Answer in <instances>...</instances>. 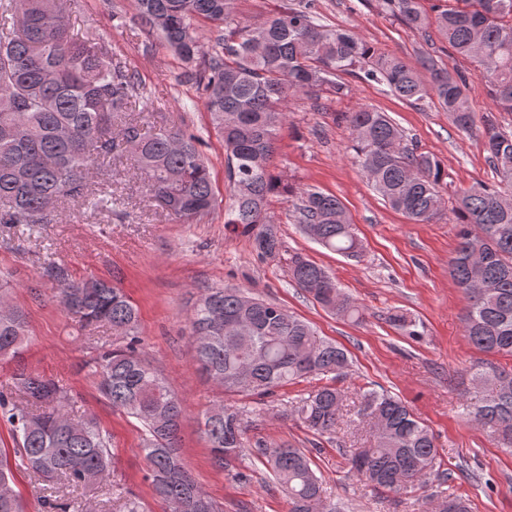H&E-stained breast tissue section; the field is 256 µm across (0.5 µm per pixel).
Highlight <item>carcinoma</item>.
Wrapping results in <instances>:
<instances>
[{
    "label": "carcinoma",
    "instance_id": "carcinoma-1",
    "mask_svg": "<svg viewBox=\"0 0 512 512\" xmlns=\"http://www.w3.org/2000/svg\"><path fill=\"white\" fill-rule=\"evenodd\" d=\"M407 27H435L452 50L475 59L493 105L512 112V0H455L433 17L419 0H385ZM143 29L160 35L194 69L186 78L205 93V107L224 138L232 203L224 224L253 237L264 258L277 253L298 288L328 312L358 322L363 309L334 277L299 252H288L271 197L297 200L295 220L323 248L348 259L363 257V243L341 201L314 188L296 187L273 172L277 132L288 98L301 92L344 93L340 73L367 64L364 78L386 85L404 100L434 97L460 130L475 126L465 76L429 54L412 63L376 54L351 30L320 22L317 0H295L256 27L243 25L235 0H135ZM208 20L224 33L210 49L195 21ZM428 72L425 83L422 72ZM139 81L112 63L111 49L96 32L73 33L68 0H0V225L55 223L58 204L87 211L112 204V195L92 185L95 164L112 165L131 155L153 198L170 206L174 219L207 214L214 205L209 166L199 137L172 126L147 127L131 115ZM354 162L372 188L394 210L416 224L444 211V170L419 151L384 113L362 106L346 115ZM487 161L500 182L512 186V132L495 115L482 117ZM502 187L475 183L457 200L463 224L450 263L457 286L468 296L464 332L478 349L512 357V206ZM57 283L55 298L82 327L108 324L126 340L94 358L92 372L112 407L135 418L144 431V480L167 512H224L186 469L180 428L186 408L166 379L138 350V313L124 293L104 279L74 280L66 268L47 263ZM0 287V360L19 357L27 336L21 308L5 301ZM199 369L226 394L259 397L310 376H343L344 349L318 336L311 324L243 288H207L197 299L187 328ZM485 397L467 414L487 429L496 445L512 450V373L491 366L476 373ZM73 402L63 383L27 372L17 364L0 391V422L16 445V456L0 449V512H24L14 489V468L43 481H59L94 492L110 470L112 437L92 419L68 412ZM343 393L324 384L298 401L297 413L316 436L332 434L343 412ZM373 425V443L350 459L351 469L375 489L399 491L435 475L438 449L430 429L400 399L375 391L363 398ZM200 430L214 467L230 471L243 449V412L218 403ZM255 454L286 494L290 512H318L325 503L321 477L306 449L256 443ZM60 488L41 500L43 512H67ZM431 512H472L471 501L453 488L441 493Z\"/></svg>",
    "mask_w": 512,
    "mask_h": 512
}]
</instances>
